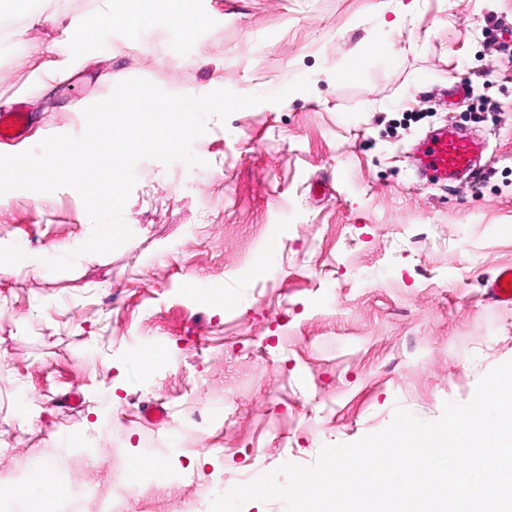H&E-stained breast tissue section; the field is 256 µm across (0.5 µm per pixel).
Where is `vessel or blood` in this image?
I'll return each mask as SVG.
<instances>
[{
	"mask_svg": "<svg viewBox=\"0 0 512 512\" xmlns=\"http://www.w3.org/2000/svg\"><path fill=\"white\" fill-rule=\"evenodd\" d=\"M27 125V114L15 106L0 111V139L20 138ZM485 150L483 139L445 127L427 137L412 156L417 169L433 183H445L458 175L472 173L477 159ZM512 279V266L501 268L498 277L487 285L490 299L512 305V290H505L504 278Z\"/></svg>",
	"mask_w": 512,
	"mask_h": 512,
	"instance_id": "b4317fda",
	"label": "vessel or blood"
}]
</instances>
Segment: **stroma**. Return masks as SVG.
Returning <instances> with one entry per match:
<instances>
[{"instance_id": "1", "label": "stroma", "mask_w": 512, "mask_h": 512, "mask_svg": "<svg viewBox=\"0 0 512 512\" xmlns=\"http://www.w3.org/2000/svg\"><path fill=\"white\" fill-rule=\"evenodd\" d=\"M105 9L35 0L38 22L0 0V110L31 115L0 154L81 135L84 109L125 79L310 89L209 119L202 165L139 162L118 249L0 277V486L23 476L51 512H99L151 444L169 454L124 512H209L397 409L439 419L512 360V307L484 288L512 264V0H184L173 20L152 0V19L114 15L88 45L48 21ZM49 60L59 76L40 93ZM456 82L468 96L445 107ZM487 96L499 110L476 112ZM461 123L486 140L479 183L419 181L411 148ZM91 232L74 189L0 195L1 263ZM155 406L165 421L147 419Z\"/></svg>"}]
</instances>
